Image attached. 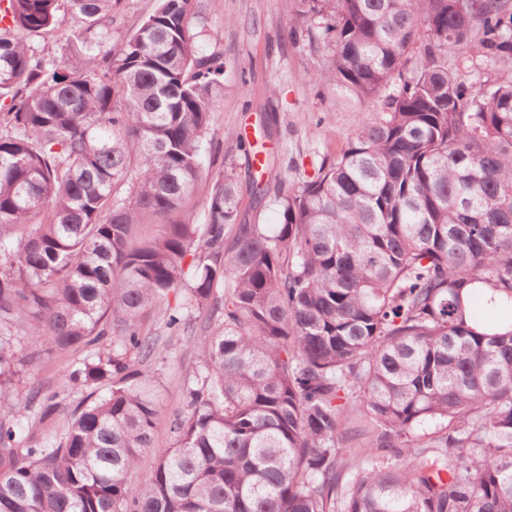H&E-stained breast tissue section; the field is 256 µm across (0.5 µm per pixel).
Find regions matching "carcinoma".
<instances>
[{
  "mask_svg": "<svg viewBox=\"0 0 512 512\" xmlns=\"http://www.w3.org/2000/svg\"><path fill=\"white\" fill-rule=\"evenodd\" d=\"M122 2L0 0V512H512V79L448 68L512 58V0H284L331 50L315 81L377 116L298 185L251 181L279 224L243 222L236 164H203L224 61L199 0L114 46ZM66 14L59 53L30 44ZM156 307L203 353L169 448ZM40 349L87 352L55 440L22 426L65 410L20 394ZM448 67L461 68L468 82H480L495 79L510 80L512 78V60H497L487 62L482 57L470 55L469 60L457 55L448 56Z\"/></svg>",
  "mask_w": 512,
  "mask_h": 512,
  "instance_id": "obj_1",
  "label": "carcinoma"
}]
</instances>
